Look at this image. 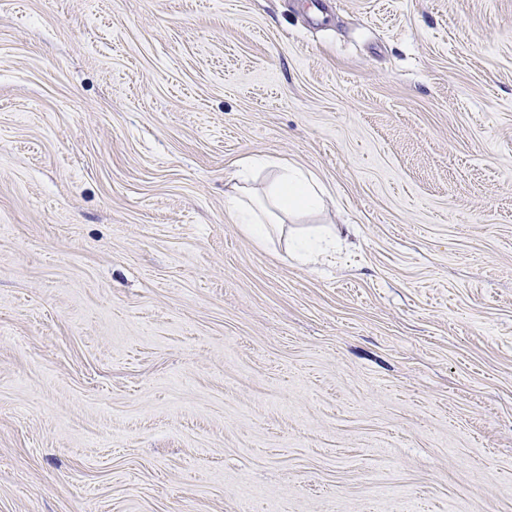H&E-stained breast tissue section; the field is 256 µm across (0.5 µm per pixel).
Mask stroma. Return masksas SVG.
Wrapping results in <instances>:
<instances>
[{
    "instance_id": "1",
    "label": "stroma",
    "mask_w": 512,
    "mask_h": 512,
    "mask_svg": "<svg viewBox=\"0 0 512 512\" xmlns=\"http://www.w3.org/2000/svg\"><path fill=\"white\" fill-rule=\"evenodd\" d=\"M0 512H512V0H0ZM250 169H269L270 177L260 197L239 185L247 170L238 171L235 183L224 192V210L241 229L259 244L281 233L288 218L319 211L323 188L307 171L284 160L255 158ZM292 247L297 258L312 261L336 247V230L327 227L316 228L298 237Z\"/></svg>"
}]
</instances>
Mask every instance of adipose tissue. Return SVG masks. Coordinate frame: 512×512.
I'll return each mask as SVG.
<instances>
[{"label":"adipose tissue","instance_id":"1","mask_svg":"<svg viewBox=\"0 0 512 512\" xmlns=\"http://www.w3.org/2000/svg\"><path fill=\"white\" fill-rule=\"evenodd\" d=\"M250 166L270 172L262 195H253L242 185H232L224 194V210L257 243H265L281 232L288 219L323 207L324 191L309 172L284 160L259 157Z\"/></svg>","mask_w":512,"mask_h":512}]
</instances>
